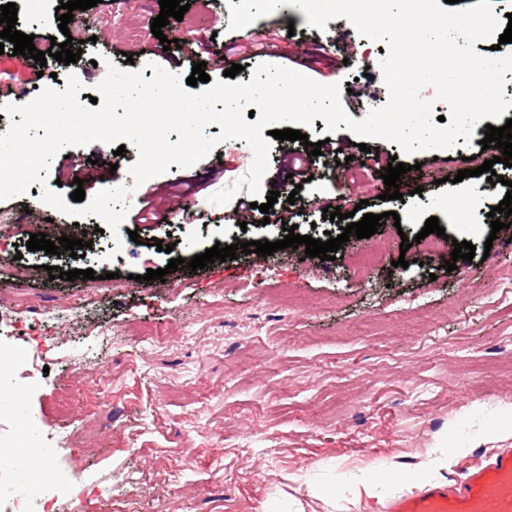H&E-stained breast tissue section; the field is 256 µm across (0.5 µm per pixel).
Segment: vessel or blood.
Returning <instances> with one entry per match:
<instances>
[{"mask_svg": "<svg viewBox=\"0 0 512 512\" xmlns=\"http://www.w3.org/2000/svg\"><path fill=\"white\" fill-rule=\"evenodd\" d=\"M385 512H512V449L500 450L462 479L390 501Z\"/></svg>", "mask_w": 512, "mask_h": 512, "instance_id": "1", "label": "vessel or blood"}]
</instances>
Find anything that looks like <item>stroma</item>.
<instances>
[{
    "mask_svg": "<svg viewBox=\"0 0 512 512\" xmlns=\"http://www.w3.org/2000/svg\"><path fill=\"white\" fill-rule=\"evenodd\" d=\"M15 1L16 28L31 35L37 50L66 37L83 53L73 66L33 59L0 48V80L33 99L45 76L75 73L84 95H93L108 64L152 77L160 66L181 78L192 73L188 50L171 62L151 32L158 0H101L73 13L68 33L56 20L60 0ZM226 0H200L182 20L164 27L168 39L184 33L214 34L215 49L231 38ZM340 17L325 29L308 26L304 12L286 6L251 23L253 32L278 31L277 53L285 67L312 80L343 88L348 114L363 119L383 106L380 43L358 32L336 50V63L314 61L316 45L348 29ZM485 123L474 128L466 148L403 153L386 140L354 147L346 129L327 132L315 118L307 141L273 140L261 188L284 182V159L320 143L292 207L298 234L339 235V224L324 219L332 201L341 212L361 208L383 215L377 233L359 248H341L334 260L284 249L261 257L251 253L194 271L186 262L213 245L276 241L281 224H262L252 209L246 225L233 219V204L209 197L250 170L254 153L242 140H229L194 165H170L149 179L156 198L179 192L198 204L200 218L180 227L139 223L131 216L144 195L130 202V218L118 230L96 231V216L59 224L41 221L43 203L30 192L6 200L18 224L0 233V344L34 356L23 379L25 411L35 441L57 451L56 465L79 473L83 502L78 512H381L401 489L378 494L357 491V478L381 476L388 468L412 471L451 454L441 479L461 477L512 437L489 434L498 421L512 420V228L492 233L488 214L506 193L512 167L496 164L504 183L486 176L458 178L461 154L477 163L493 157L482 150ZM103 142L66 148L48 170L59 194L70 196L74 178L86 196L100 181L132 184L124 157ZM421 165L420 193L401 186L404 200H382L381 178L390 157ZM482 187L475 202L463 196ZM438 217L450 238L475 245L472 261L448 270L423 245L401 251L430 217ZM37 226L56 237L68 226L86 237L80 258L28 250L24 228ZM139 242H132L130 231ZM172 245L156 250L151 239ZM378 253L376 266L357 272L358 251ZM182 257L164 281L146 280L147 270ZM408 267H400L398 258ZM93 269L95 280L50 279L49 268ZM99 294L87 298L88 287ZM72 319L57 320L59 311ZM92 361L90 373L75 369L72 355Z\"/></svg>",
    "mask_w": 512,
    "mask_h": 512,
    "instance_id": "stroma-1",
    "label": "stroma"
}]
</instances>
